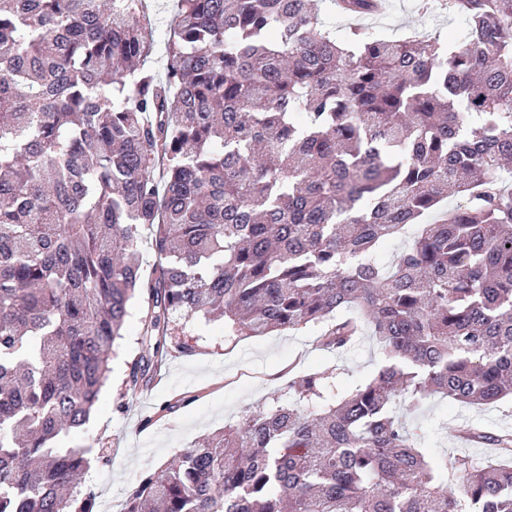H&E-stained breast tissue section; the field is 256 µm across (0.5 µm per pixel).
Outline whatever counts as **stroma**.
Listing matches in <instances>:
<instances>
[{
    "mask_svg": "<svg viewBox=\"0 0 512 512\" xmlns=\"http://www.w3.org/2000/svg\"><path fill=\"white\" fill-rule=\"evenodd\" d=\"M457 24L444 12L420 13L416 0H389L382 14L360 22L385 38L419 32L440 36L447 44L455 40ZM144 313V301L135 299L88 422L61 433L54 442L58 448L87 450L90 469L84 480L96 494L95 512H115L145 472L160 468L210 432L239 420L250 407L270 400L286 386L291 372L326 374L333 393L344 394L370 379L384 362L369 335L338 354L318 346L313 329L237 338L225 335L223 322L202 319L185 325L184 339L192 352L158 355L141 343ZM139 358L148 365L146 380L129 393V367ZM406 421L420 433L428 455H467L484 462L492 458L490 449L459 444L455 429L512 428V402L473 407L435 396Z\"/></svg>",
    "mask_w": 512,
    "mask_h": 512,
    "instance_id": "stroma-1",
    "label": "stroma"
}]
</instances>
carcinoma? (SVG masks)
Masks as SVG:
<instances>
[{"instance_id": "1", "label": "carcinoma", "mask_w": 512, "mask_h": 512, "mask_svg": "<svg viewBox=\"0 0 512 512\" xmlns=\"http://www.w3.org/2000/svg\"><path fill=\"white\" fill-rule=\"evenodd\" d=\"M175 2L160 74L156 0H0V512H94L69 491L86 451L52 442L137 295L156 350L220 317L334 351L367 332L384 364L333 400L293 376L296 404L256 405L122 512H512L511 431H469L495 462L435 460L395 411L512 398V0H446L468 20L450 49L338 39L313 0Z\"/></svg>"}]
</instances>
